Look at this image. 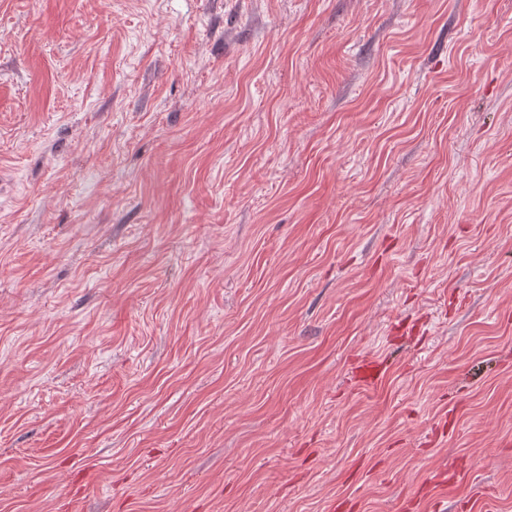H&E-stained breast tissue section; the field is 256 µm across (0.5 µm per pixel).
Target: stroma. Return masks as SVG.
I'll return each mask as SVG.
<instances>
[{
  "instance_id": "1",
  "label": "stroma",
  "mask_w": 512,
  "mask_h": 512,
  "mask_svg": "<svg viewBox=\"0 0 512 512\" xmlns=\"http://www.w3.org/2000/svg\"><path fill=\"white\" fill-rule=\"evenodd\" d=\"M0 512H512V0H0Z\"/></svg>"
}]
</instances>
